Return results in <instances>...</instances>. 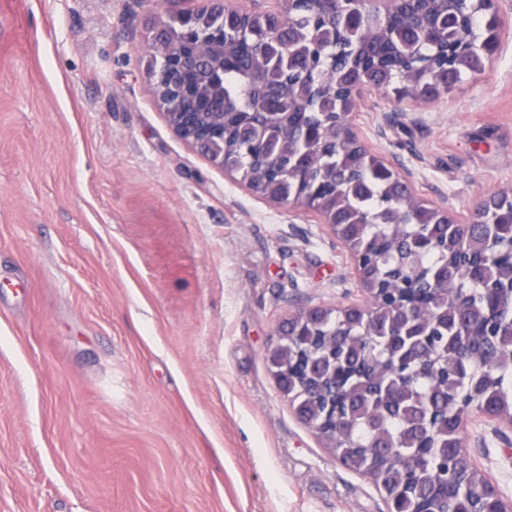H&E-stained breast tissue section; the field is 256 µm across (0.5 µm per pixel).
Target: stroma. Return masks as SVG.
<instances>
[{
	"label": "stroma",
	"mask_w": 512,
	"mask_h": 512,
	"mask_svg": "<svg viewBox=\"0 0 512 512\" xmlns=\"http://www.w3.org/2000/svg\"><path fill=\"white\" fill-rule=\"evenodd\" d=\"M160 0H0V512H386L278 390L298 310L365 293L306 206L250 191L167 125ZM463 221L512 185V37L423 108L351 114ZM464 446L512 498V429Z\"/></svg>",
	"instance_id": "obj_1"
}]
</instances>
